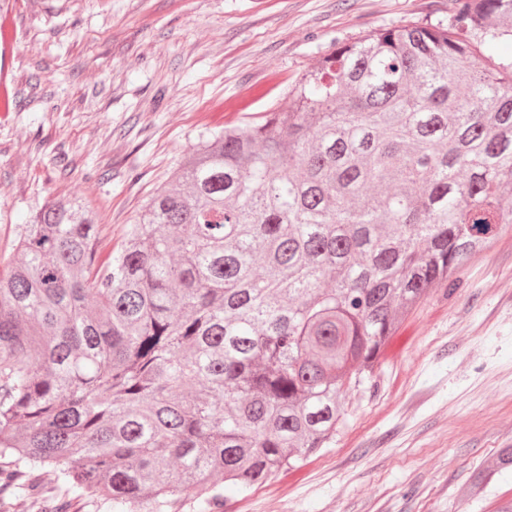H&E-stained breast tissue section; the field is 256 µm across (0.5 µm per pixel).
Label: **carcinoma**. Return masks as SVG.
<instances>
[{"mask_svg":"<svg viewBox=\"0 0 512 512\" xmlns=\"http://www.w3.org/2000/svg\"><path fill=\"white\" fill-rule=\"evenodd\" d=\"M336 43L201 136L100 263L51 198L0 276V491L40 512H221L326 448L400 319L512 231V0ZM512 447L459 486L482 496ZM52 475V486L41 477ZM221 474L224 482L212 480Z\"/></svg>","mask_w":512,"mask_h":512,"instance_id":"obj_1","label":"carcinoma"}]
</instances>
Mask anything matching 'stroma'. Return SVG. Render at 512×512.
Wrapping results in <instances>:
<instances>
[{"instance_id":"1","label":"stroma","mask_w":512,"mask_h":512,"mask_svg":"<svg viewBox=\"0 0 512 512\" xmlns=\"http://www.w3.org/2000/svg\"><path fill=\"white\" fill-rule=\"evenodd\" d=\"M455 0H0L14 30L0 111V253L44 200L80 196L123 230L199 136L240 121L228 102L285 81L335 42L429 19ZM453 291L405 316L371 383L347 391L330 447L224 512H497L456 491L512 446V232L466 261Z\"/></svg>"}]
</instances>
